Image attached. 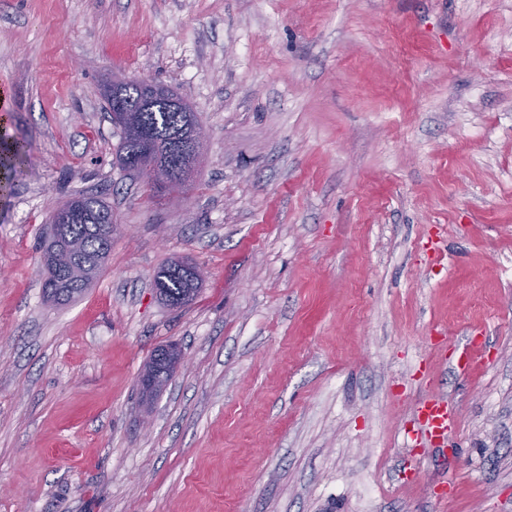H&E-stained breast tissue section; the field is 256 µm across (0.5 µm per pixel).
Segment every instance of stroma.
Masks as SVG:
<instances>
[{"label":"stroma","mask_w":512,"mask_h":512,"mask_svg":"<svg viewBox=\"0 0 512 512\" xmlns=\"http://www.w3.org/2000/svg\"><path fill=\"white\" fill-rule=\"evenodd\" d=\"M114 75L206 129L182 203L117 165ZM1 88L31 151L0 195V512H512V0H0ZM78 192L112 252L58 306L38 245ZM172 259L204 275L179 310ZM431 395L456 424L424 451ZM177 262H171L161 267L154 277V285H161L164 288V294L167 300H163L167 305L169 302L173 304V308H179L194 299L197 295L201 281L197 284L190 282L186 274L175 267ZM188 299L184 305L178 306L183 299ZM168 301V302H167ZM156 359L157 363L161 365L162 371L160 374H158V367L155 362L153 366L154 368L152 370V375L143 373L142 385L144 388L152 386L154 382V377L161 378L162 373H166L168 375L173 374L176 371V369L184 362V355L181 350L171 347L160 352Z\"/></svg>","instance_id":"35a3bbf8"}]
</instances>
